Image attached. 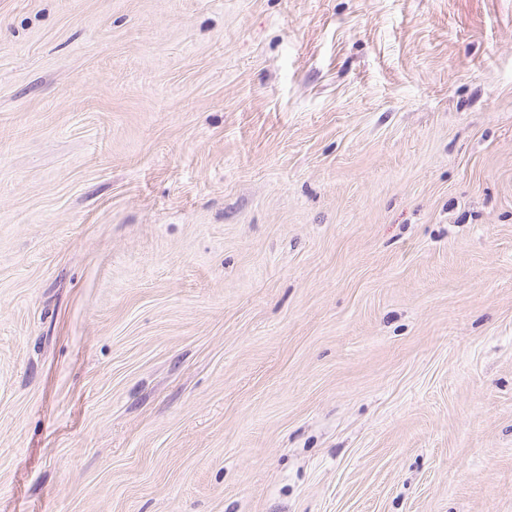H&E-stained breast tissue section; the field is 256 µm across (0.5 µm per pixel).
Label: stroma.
<instances>
[{
  "label": "stroma",
  "instance_id": "stroma-1",
  "mask_svg": "<svg viewBox=\"0 0 512 512\" xmlns=\"http://www.w3.org/2000/svg\"><path fill=\"white\" fill-rule=\"evenodd\" d=\"M0 512H512V0H0Z\"/></svg>",
  "mask_w": 512,
  "mask_h": 512
}]
</instances>
